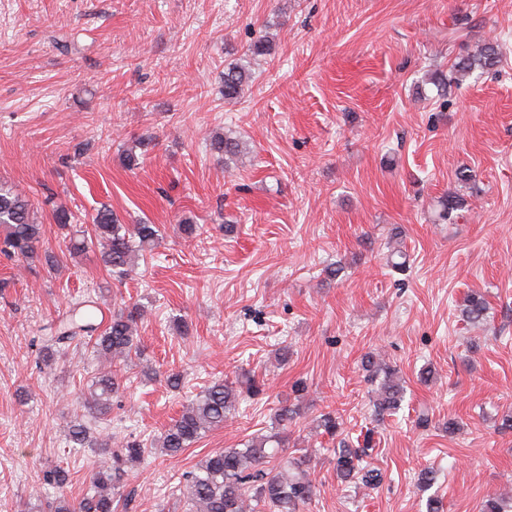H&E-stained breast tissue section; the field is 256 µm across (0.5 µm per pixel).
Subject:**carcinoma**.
<instances>
[{"label": "carcinoma", "mask_w": 512, "mask_h": 512, "mask_svg": "<svg viewBox=\"0 0 512 512\" xmlns=\"http://www.w3.org/2000/svg\"><path fill=\"white\" fill-rule=\"evenodd\" d=\"M271 47L264 41L249 46L245 59L224 65V100L238 99L252 78V65L268 55ZM498 62L497 47L484 44L476 51L460 55L452 64L463 78L476 69H488ZM211 148L221 156L233 157L240 151V141L229 135L211 140ZM0 226L4 237L0 253L24 258L39 257L38 245L43 238V224L31 200L13 187L0 183ZM93 244L99 246L105 266L119 274L126 270L147 248L158 242L159 234L153 224H123L107 207L97 210L93 217ZM94 301L76 303L74 311L81 312L80 320L69 319L39 337L43 358L49 360L65 353L71 346L82 344L91 349L96 359L109 364V371L100 374L91 384L82 408L93 419L104 420L112 410V396L120 389L119 367L139 351L137 321L140 309H119L112 312L107 323L96 320ZM487 306L483 295L468 296L465 317L478 323L485 317ZM363 368L371 379H380L375 407L378 414L393 413L400 408L403 389L395 379V370L376 363L372 357L363 358ZM239 397L236 383L225 379L213 381L188 404L166 430L161 448L176 457L199 440L205 433L221 428L234 411ZM296 411L287 403L277 408L275 421L281 430L258 434L242 448H228L206 456L186 478L185 494L189 512H248L262 507L266 512H296L301 503L312 500L315 486L307 478V460H279L288 442V423ZM66 444L70 448L100 450L93 464L86 494L78 501L55 500L51 512H116V490L125 469L143 460L146 448L139 442H129L118 452L109 453L111 437L91 435L90 428L77 417L70 422ZM335 455L336 474L343 482L354 479L366 486H377L381 472L361 465L365 450L344 444ZM71 481L69 468L56 465L42 471L41 484L62 488ZM482 512H512V498H488Z\"/></svg>", "instance_id": "carcinoma-1"}]
</instances>
